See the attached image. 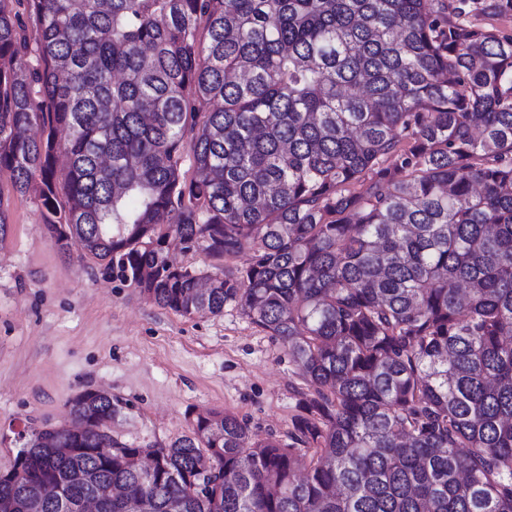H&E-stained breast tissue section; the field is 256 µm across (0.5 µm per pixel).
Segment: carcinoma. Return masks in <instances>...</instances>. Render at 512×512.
Returning a JSON list of instances; mask_svg holds the SVG:
<instances>
[{"label":"carcinoma","mask_w":512,"mask_h":512,"mask_svg":"<svg viewBox=\"0 0 512 512\" xmlns=\"http://www.w3.org/2000/svg\"><path fill=\"white\" fill-rule=\"evenodd\" d=\"M510 10L0 0V177L60 249L184 316L234 306L306 383L288 442L208 410L148 477L97 451L119 403L87 393L0 512H61L51 483L117 489L101 512H512ZM172 235L246 261L197 271Z\"/></svg>","instance_id":"carcinoma-1"}]
</instances>
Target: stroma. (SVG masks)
Here are the masks:
<instances>
[{"label":"stroma","mask_w":512,"mask_h":512,"mask_svg":"<svg viewBox=\"0 0 512 512\" xmlns=\"http://www.w3.org/2000/svg\"><path fill=\"white\" fill-rule=\"evenodd\" d=\"M0 205V471L32 430L68 423V401L88 389L119 400L112 437L134 448L167 446L208 409L287 437L305 381L280 341L233 306L183 316L61 252L3 177Z\"/></svg>","instance_id":"stroma-1"}]
</instances>
